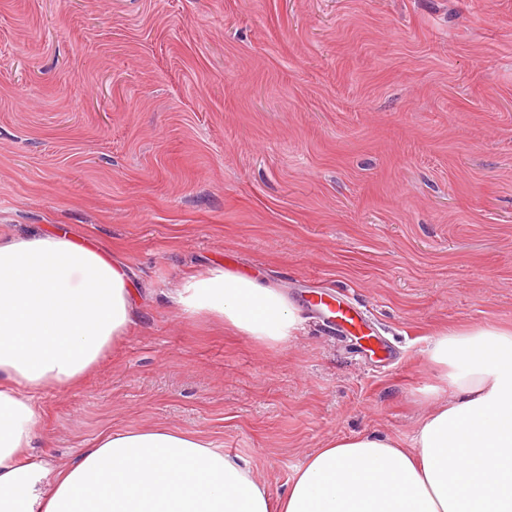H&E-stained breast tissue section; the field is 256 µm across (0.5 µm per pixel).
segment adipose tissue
I'll use <instances>...</instances> for the list:
<instances>
[{
  "label": "adipose tissue",
  "mask_w": 512,
  "mask_h": 512,
  "mask_svg": "<svg viewBox=\"0 0 512 512\" xmlns=\"http://www.w3.org/2000/svg\"><path fill=\"white\" fill-rule=\"evenodd\" d=\"M174 302L264 346L304 328L278 288L221 267L186 276ZM133 309L122 264L65 230L0 235V512H512V328L498 325L435 334L422 395L436 405L410 445L334 439L276 497L240 457L164 426L106 429L62 468L26 463L38 395L77 386Z\"/></svg>",
  "instance_id": "obj_1"
}]
</instances>
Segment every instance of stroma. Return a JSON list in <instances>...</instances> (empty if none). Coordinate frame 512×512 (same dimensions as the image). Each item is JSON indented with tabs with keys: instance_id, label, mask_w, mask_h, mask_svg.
<instances>
[{
	"instance_id": "stroma-1",
	"label": "stroma",
	"mask_w": 512,
	"mask_h": 512,
	"mask_svg": "<svg viewBox=\"0 0 512 512\" xmlns=\"http://www.w3.org/2000/svg\"><path fill=\"white\" fill-rule=\"evenodd\" d=\"M62 226L128 267L136 314L41 395L31 462L166 426L278 495L331 439L409 441L434 334L512 326V0H0V233ZM217 265L279 286L300 336L182 313ZM331 300L336 303L327 301L320 296L313 305L321 310L322 313L327 315L329 320H335L336 324L343 328L361 327L357 317L354 315L355 312L350 307L340 301L334 299Z\"/></svg>"
}]
</instances>
